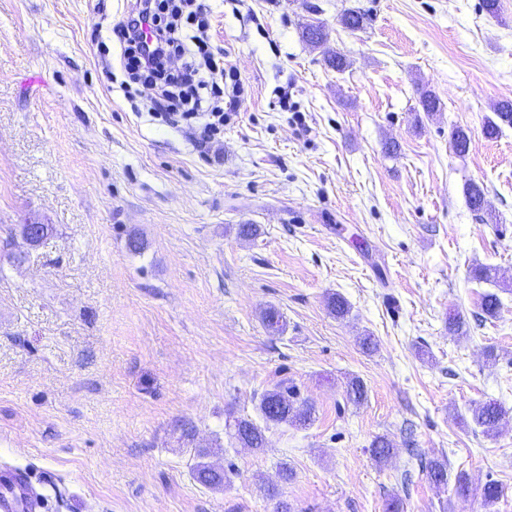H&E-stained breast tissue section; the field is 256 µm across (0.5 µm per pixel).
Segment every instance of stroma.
I'll return each mask as SVG.
<instances>
[{
	"instance_id": "1",
	"label": "stroma",
	"mask_w": 512,
	"mask_h": 512,
	"mask_svg": "<svg viewBox=\"0 0 512 512\" xmlns=\"http://www.w3.org/2000/svg\"><path fill=\"white\" fill-rule=\"evenodd\" d=\"M205 3L245 89L206 158L146 112L150 90L131 103L105 78L132 0H0V468L32 471L41 512H273L271 488L294 512H512V127L484 132L512 100V0L495 18L482 0ZM30 221L54 227L32 250ZM485 266L499 281L475 278ZM281 382L314 422L242 447L226 419L259 420ZM489 402L505 410L490 434L472 419ZM198 448L226 487L196 481ZM437 459L448 485L427 476Z\"/></svg>"
}]
</instances>
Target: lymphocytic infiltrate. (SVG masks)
<instances>
[{
    "label": "lymphocytic infiltrate",
    "mask_w": 512,
    "mask_h": 512,
    "mask_svg": "<svg viewBox=\"0 0 512 512\" xmlns=\"http://www.w3.org/2000/svg\"><path fill=\"white\" fill-rule=\"evenodd\" d=\"M145 22L153 37L148 48L139 38ZM209 27L202 0H135L114 29L125 95L133 96L142 87L153 90L152 117L186 129L204 153L223 140L225 126L239 114L244 92L225 54L214 50Z\"/></svg>",
    "instance_id": "f902f5d3"
}]
</instances>
